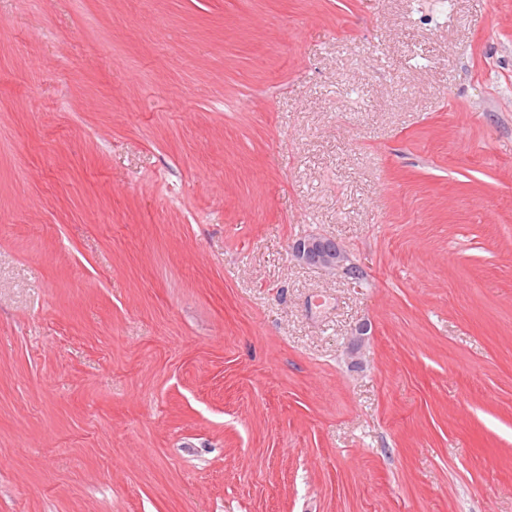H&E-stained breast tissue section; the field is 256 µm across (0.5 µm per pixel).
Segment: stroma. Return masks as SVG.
<instances>
[{
	"mask_svg": "<svg viewBox=\"0 0 512 512\" xmlns=\"http://www.w3.org/2000/svg\"><path fill=\"white\" fill-rule=\"evenodd\" d=\"M0 512H512V0H0ZM291 252L303 264L317 266L354 280L362 276L346 249L336 240L326 236L313 234L298 238L292 242Z\"/></svg>",
	"mask_w": 512,
	"mask_h": 512,
	"instance_id": "stroma-1",
	"label": "stroma"
}]
</instances>
